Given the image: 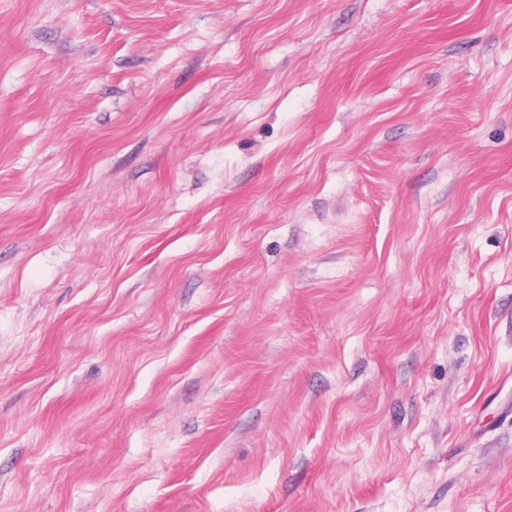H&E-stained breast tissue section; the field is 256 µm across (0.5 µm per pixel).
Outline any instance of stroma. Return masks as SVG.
<instances>
[{"label": "stroma", "mask_w": 512, "mask_h": 512, "mask_svg": "<svg viewBox=\"0 0 512 512\" xmlns=\"http://www.w3.org/2000/svg\"><path fill=\"white\" fill-rule=\"evenodd\" d=\"M0 512H512V0H0Z\"/></svg>", "instance_id": "obj_1"}]
</instances>
